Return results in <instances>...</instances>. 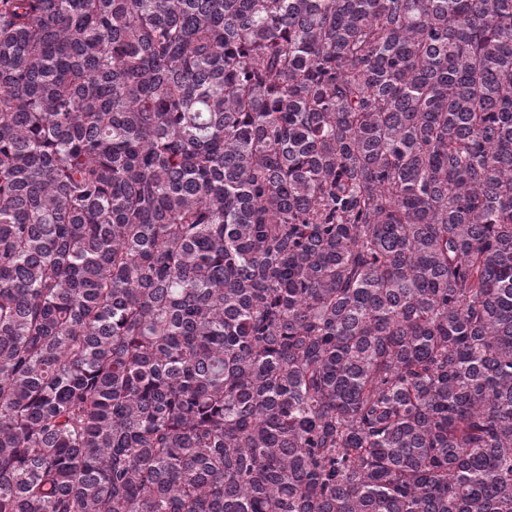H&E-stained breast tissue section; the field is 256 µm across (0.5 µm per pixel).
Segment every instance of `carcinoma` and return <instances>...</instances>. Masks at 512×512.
<instances>
[{"label":"carcinoma","mask_w":512,"mask_h":512,"mask_svg":"<svg viewBox=\"0 0 512 512\" xmlns=\"http://www.w3.org/2000/svg\"><path fill=\"white\" fill-rule=\"evenodd\" d=\"M0 512H512V0H0Z\"/></svg>","instance_id":"carcinoma-1"}]
</instances>
